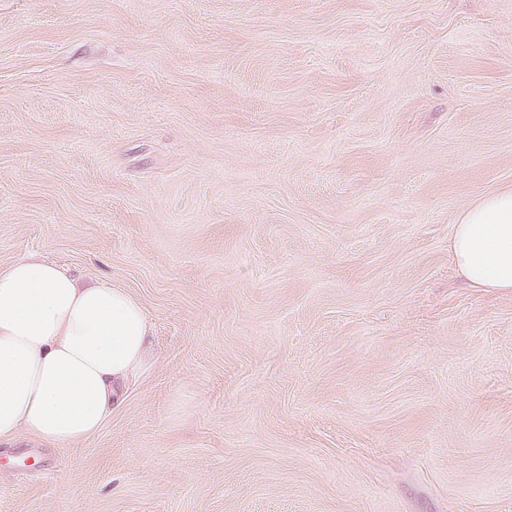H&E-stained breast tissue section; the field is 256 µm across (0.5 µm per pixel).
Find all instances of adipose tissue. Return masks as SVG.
Segmentation results:
<instances>
[{
	"instance_id": "ef3b65f1",
	"label": "adipose tissue",
	"mask_w": 512,
	"mask_h": 512,
	"mask_svg": "<svg viewBox=\"0 0 512 512\" xmlns=\"http://www.w3.org/2000/svg\"><path fill=\"white\" fill-rule=\"evenodd\" d=\"M448 251L469 287L512 292V190L452 224ZM151 328L127 291L37 257L0 268V444L95 433L145 370Z\"/></svg>"
}]
</instances>
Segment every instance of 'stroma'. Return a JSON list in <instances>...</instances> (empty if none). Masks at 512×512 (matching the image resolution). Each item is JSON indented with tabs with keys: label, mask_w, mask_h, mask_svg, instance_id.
I'll use <instances>...</instances> for the list:
<instances>
[{
	"label": "stroma",
	"mask_w": 512,
	"mask_h": 512,
	"mask_svg": "<svg viewBox=\"0 0 512 512\" xmlns=\"http://www.w3.org/2000/svg\"><path fill=\"white\" fill-rule=\"evenodd\" d=\"M509 188L512 0H0V267L153 331L0 512H512V293L448 255Z\"/></svg>",
	"instance_id": "obj_1"
}]
</instances>
